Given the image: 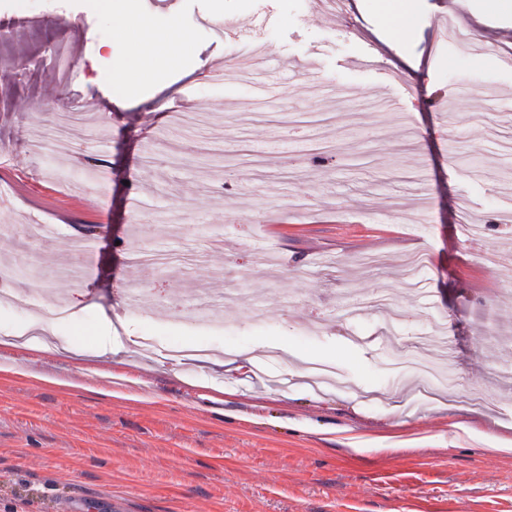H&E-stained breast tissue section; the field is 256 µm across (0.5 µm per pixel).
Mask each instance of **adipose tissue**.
<instances>
[{"instance_id":"adipose-tissue-1","label":"adipose tissue","mask_w":512,"mask_h":512,"mask_svg":"<svg viewBox=\"0 0 512 512\" xmlns=\"http://www.w3.org/2000/svg\"><path fill=\"white\" fill-rule=\"evenodd\" d=\"M130 52L117 68L103 72L116 94L153 82L163 70H190L192 46L189 35L177 26L159 30L149 16L138 15L128 24Z\"/></svg>"}]
</instances>
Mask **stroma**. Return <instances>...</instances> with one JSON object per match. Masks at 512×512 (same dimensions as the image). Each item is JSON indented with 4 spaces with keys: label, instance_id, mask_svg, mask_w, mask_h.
<instances>
[{
    "label": "stroma",
    "instance_id": "1",
    "mask_svg": "<svg viewBox=\"0 0 512 512\" xmlns=\"http://www.w3.org/2000/svg\"><path fill=\"white\" fill-rule=\"evenodd\" d=\"M146 8L224 82L164 73L113 97L96 73ZM444 15L457 35L440 45ZM263 19L275 96L211 30ZM391 27L376 0L0 15V288L32 289L54 343L79 347L14 343L30 317L0 307V512L74 495L125 512H512V449L490 446L512 442V12L417 0L400 53ZM64 113L66 139L34 156L31 133ZM417 253L429 264L406 279ZM56 300L80 302L79 322L55 323ZM107 324L128 350L98 353ZM246 357L254 371L235 370Z\"/></svg>",
    "mask_w": 512,
    "mask_h": 512
}]
</instances>
